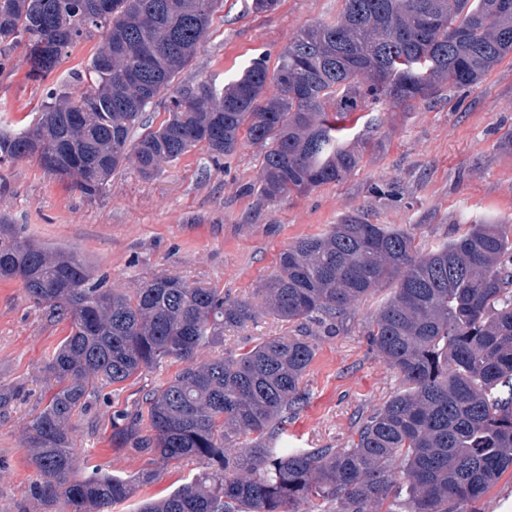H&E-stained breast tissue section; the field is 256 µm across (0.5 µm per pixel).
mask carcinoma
<instances>
[{
	"mask_svg": "<svg viewBox=\"0 0 512 512\" xmlns=\"http://www.w3.org/2000/svg\"><path fill=\"white\" fill-rule=\"evenodd\" d=\"M223 0H0V55L23 48L29 76L49 78L75 44L100 36L88 64L49 88L32 124L0 130V166L34 161L86 198L133 163L150 177L192 148L211 160L247 141L264 147L258 191L269 199L339 182L363 153L343 143L347 115L478 83L512 53V0H343L336 20L293 37L269 69L252 60L224 88L178 87ZM274 92H269V88ZM168 100L167 118L134 128ZM0 277L18 278L54 318L70 322L43 365L56 391L27 427L48 508L111 512L134 483L93 468L76 475L72 418L106 385L164 360L185 366L145 396L122 428L135 450L205 469L137 512H481L512 471V220L467 224L425 248L403 228L348 216L281 253L260 288L263 310L218 288L161 276L132 293L93 280L73 252L22 240L0 225ZM393 288L367 329L402 390L368 416L347 448L286 449L273 439L304 402L314 359L305 336L271 338L206 361L227 326L265 311L286 322L342 318Z\"/></svg>",
	"mask_w": 512,
	"mask_h": 512,
	"instance_id": "1",
	"label": "carcinoma"
}]
</instances>
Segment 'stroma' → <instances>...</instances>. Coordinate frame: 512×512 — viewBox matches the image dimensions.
<instances>
[{"label": "stroma", "instance_id": "stroma-1", "mask_svg": "<svg viewBox=\"0 0 512 512\" xmlns=\"http://www.w3.org/2000/svg\"><path fill=\"white\" fill-rule=\"evenodd\" d=\"M252 0H224L190 66L178 83L209 80L223 85L251 59L280 53L301 29L329 22L342 0H281L258 13ZM96 40L75 45L48 80L28 78L23 50L0 66V127L32 122L49 87L84 67ZM512 128V54L482 82L444 87L437 99L401 112L385 101L366 104L349 135L366 145L359 168L338 183L285 199L255 192L262 149L243 143L216 166L197 146L176 163L142 177L134 166L115 174L89 199L45 174L37 163L0 167V216L25 238L76 252L93 276L132 292L162 275L223 289L226 297L262 306L261 285L277 270L281 253L298 239L324 233L345 216L413 230L423 245L454 239L463 224L512 217V154L497 147ZM390 287L362 300L345 319L285 322L271 314L228 327L218 344L202 350L208 360L238 354L270 337L306 333L315 358L302 383L305 401L288 416L282 448H346L361 419L400 387L393 369L377 356L366 328L390 297ZM70 331L31 301L20 280L0 279V385L25 389L0 414V512H44L31 496L38 479L24 445L26 427L50 392L44 361ZM182 367L170 360L105 387L72 432L79 460L127 477L153 469L112 512H136L142 501L172 493L200 470L198 461L151 464L116 425L119 416L143 409V397Z\"/></svg>", "mask_w": 512, "mask_h": 512}]
</instances>
